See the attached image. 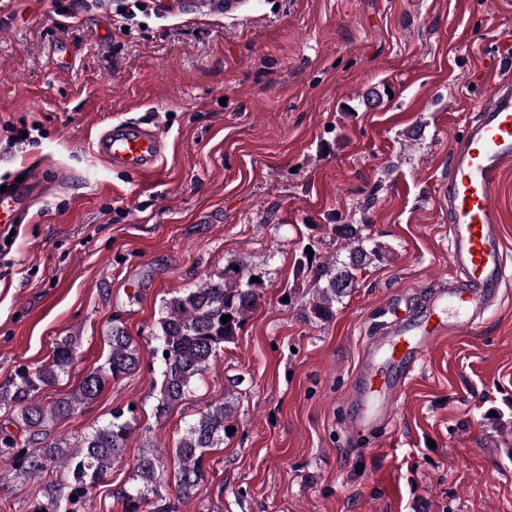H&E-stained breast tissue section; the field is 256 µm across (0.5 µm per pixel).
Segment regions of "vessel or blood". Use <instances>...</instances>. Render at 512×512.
Segmentation results:
<instances>
[{"label": "vessel or blood", "mask_w": 512, "mask_h": 512, "mask_svg": "<svg viewBox=\"0 0 512 512\" xmlns=\"http://www.w3.org/2000/svg\"><path fill=\"white\" fill-rule=\"evenodd\" d=\"M92 148L109 167L146 179L158 174L169 145L145 123L114 120L100 130ZM511 167L512 82L496 79L450 145L448 178L437 198L448 213V263L460 283L435 290L419 309L393 312L367 343L351 390V433L388 422L430 350L460 328L477 326L501 305L512 286V253L505 244L498 192ZM40 186L33 177L26 189L0 193V223H15Z\"/></svg>", "instance_id": "vessel-or-blood-1"}]
</instances>
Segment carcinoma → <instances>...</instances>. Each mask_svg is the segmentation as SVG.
Wrapping results in <instances>:
<instances>
[{
    "label": "carcinoma",
    "instance_id": "cac0c4a2",
    "mask_svg": "<svg viewBox=\"0 0 512 512\" xmlns=\"http://www.w3.org/2000/svg\"><path fill=\"white\" fill-rule=\"evenodd\" d=\"M336 237L347 241L348 260L320 269L324 285L306 302L307 318L325 322L333 318L336 303L357 283V273L370 259V234L363 227L336 224ZM260 294L242 270L224 269L216 280H206L170 299L162 307L154 335V353L161 357L160 382L156 386L155 413L166 416L183 402L192 385L223 352L224 344L235 339L236 330L258 304ZM227 315V323L221 317ZM109 353L103 363L85 371L79 384L51 404L40 399L41 392L56 384L75 366L78 354L72 342L58 343L47 365H22L7 382L0 384V410L5 409L22 422L26 436L17 439L0 431V478L35 477L45 480L31 512H61L62 503L77 512L94 485L118 461L133 426L120 412L91 428L82 446L70 450L67 441L50 436L49 426L65 420L92 403L109 379L119 380L139 366V352L132 337L120 327L108 336ZM235 405L229 396L220 398L200 413L176 443L172 459L175 499L163 487L160 469L164 454L143 456L130 477L131 485L117 492L124 512H177L178 502L191 497L206 480L205 452L224 442L234 418ZM55 477L48 478V475Z\"/></svg>",
    "mask_w": 512,
    "mask_h": 512
}]
</instances>
